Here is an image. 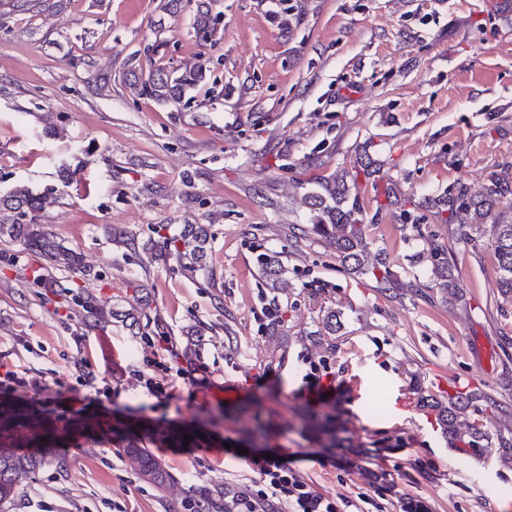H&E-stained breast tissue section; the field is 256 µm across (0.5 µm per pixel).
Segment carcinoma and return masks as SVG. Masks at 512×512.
<instances>
[{"label":"carcinoma","mask_w":512,"mask_h":512,"mask_svg":"<svg viewBox=\"0 0 512 512\" xmlns=\"http://www.w3.org/2000/svg\"><path fill=\"white\" fill-rule=\"evenodd\" d=\"M193 28L202 39L210 37L214 30L208 6L196 4ZM206 63L201 61L195 67L178 71L161 68L152 71L147 78L138 76L134 70L125 74V81L136 93L150 96L161 102H180L206 79ZM373 161L365 155L357 162L355 172L345 169L327 175L320 174L308 181L310 189L303 195L308 209L309 233L319 239L327 248L336 252L348 270L358 275L380 276V281L393 282L392 273L384 268V262H367V242L364 224L367 201L377 202L376 212L384 205L401 201V192L392 182L372 183L374 196L370 199L361 192L359 177L370 181L375 173ZM47 195H35L28 188L18 186L8 195L0 197V211L19 212L28 217L27 222L0 221V239L18 243L24 249L39 252L46 262L45 270L64 266L74 272L84 268L82 257L74 250L57 242L44 225L38 221ZM437 217L449 212L460 224H467L475 234L488 235L499 278L497 287L503 296H512V221L499 219L498 209L504 205L512 208V170L503 168L491 172L481 189L475 193L460 188L448 190L429 201ZM208 234L201 224H186L176 237L169 239L165 255L174 257L189 273L207 269ZM445 247L433 241L428 248L418 253V259L430 262V277L427 287L437 290L441 302L452 306L458 299L452 268L444 257ZM265 287L273 294L282 290L288 273L280 255L264 253L259 260ZM81 307L94 321L101 323L107 316L97 304L96 298L88 293L78 295ZM416 404L431 411L437 424L448 435L451 443L466 452L483 440H489L481 420L472 417L475 394L458 392L444 400L421 388L412 387ZM61 441L57 425L44 418L39 409L18 407L0 402V512H8L15 497L19 496L35 475L45 466L56 464L66 466L65 457L59 450ZM123 455L130 468L139 478L164 491L169 485V476L161 460L145 445V440L131 439L123 447Z\"/></svg>","instance_id":"carcinoma-1"}]
</instances>
